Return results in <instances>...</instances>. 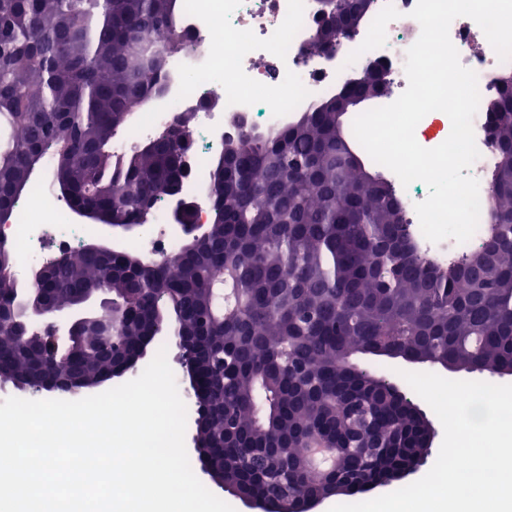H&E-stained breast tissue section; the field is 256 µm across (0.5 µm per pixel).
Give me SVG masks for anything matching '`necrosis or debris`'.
<instances>
[{
  "mask_svg": "<svg viewBox=\"0 0 512 512\" xmlns=\"http://www.w3.org/2000/svg\"><path fill=\"white\" fill-rule=\"evenodd\" d=\"M416 4L417 0H375L351 38L328 53L314 54L310 43L320 23L316 0H192L180 16L179 29L194 42V51L169 58L163 96L115 139L112 150L125 153L176 125L182 113L193 112L187 174L179 193L194 206L198 223H209L206 167L223 151L224 139L231 133V117L244 115L253 128L284 126L309 102L334 95L374 58L388 59L390 96L398 98L408 84L406 52L421 32L411 16ZM449 35L462 65L476 73L480 96L494 95L497 77L512 73V61L499 60L470 18L455 19ZM473 129L480 156L470 173L478 180L479 196L484 199L497 160L487 112L477 111ZM388 179L403 203L415 242L438 266H447L449 254L472 251L484 241L488 221L483 218L465 243L452 239L429 242L415 211L416 203L428 195L427 185L419 180L402 185L393 173ZM171 208L167 198L152 206L144 218L150 230L135 240L138 249L154 256L177 249L179 240L168 229ZM67 210L64 201L53 198L44 183H37L17 205L13 222L0 225V235L14 243L26 267L41 261L51 248L78 250L91 229L65 221Z\"/></svg>",
  "mask_w": 512,
  "mask_h": 512,
  "instance_id": "1",
  "label": "necrosis or debris"
}]
</instances>
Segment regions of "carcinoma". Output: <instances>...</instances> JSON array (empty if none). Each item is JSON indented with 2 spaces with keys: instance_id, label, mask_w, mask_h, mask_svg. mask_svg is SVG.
Returning <instances> with one entry per match:
<instances>
[{
  "instance_id": "1",
  "label": "carcinoma",
  "mask_w": 512,
  "mask_h": 512,
  "mask_svg": "<svg viewBox=\"0 0 512 512\" xmlns=\"http://www.w3.org/2000/svg\"><path fill=\"white\" fill-rule=\"evenodd\" d=\"M180 0H0V211L14 219L34 172L52 194L137 224L178 193L188 121L116 156L112 139L164 91L168 58L194 50ZM169 39L158 44L155 36ZM323 25L313 45L337 46ZM485 110L497 163L489 226L497 255L477 273L435 265L415 244L396 191L353 136L336 97L283 130L224 140L209 161L211 217L174 257L79 250L44 295L70 308L105 288L141 334L185 340L189 379L210 387L198 459L214 477L290 512V497L349 488L421 449L404 402L353 363L391 350L490 377L512 368V74ZM0 248V304L32 301ZM224 280L219 293L218 280ZM114 361L49 358L0 328V379L78 376L100 385ZM339 449L333 472L311 468L309 443Z\"/></svg>"
}]
</instances>
